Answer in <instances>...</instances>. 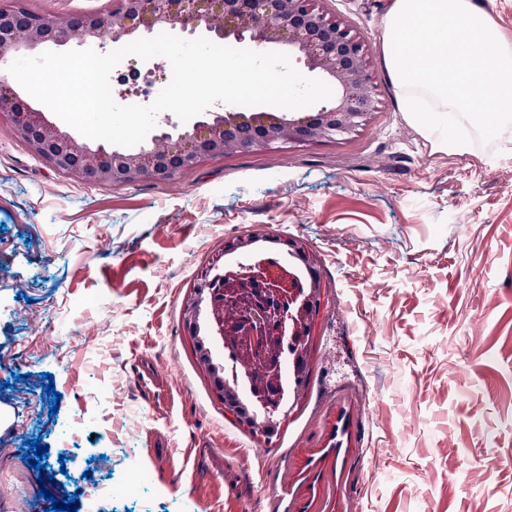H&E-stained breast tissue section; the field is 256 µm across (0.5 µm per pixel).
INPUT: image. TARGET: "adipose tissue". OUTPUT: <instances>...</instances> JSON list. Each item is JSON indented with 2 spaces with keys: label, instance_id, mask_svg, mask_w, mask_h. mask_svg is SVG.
Masks as SVG:
<instances>
[{
  "label": "adipose tissue",
  "instance_id": "1",
  "mask_svg": "<svg viewBox=\"0 0 512 512\" xmlns=\"http://www.w3.org/2000/svg\"><path fill=\"white\" fill-rule=\"evenodd\" d=\"M382 56L402 112L438 150L466 153L471 131L512 125V32L477 0H388Z\"/></svg>",
  "mask_w": 512,
  "mask_h": 512
}]
</instances>
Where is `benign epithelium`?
<instances>
[{"mask_svg":"<svg viewBox=\"0 0 512 512\" xmlns=\"http://www.w3.org/2000/svg\"><path fill=\"white\" fill-rule=\"evenodd\" d=\"M319 0H118L106 13L75 18L61 25L15 7H0V65L34 54L46 43L63 44L77 36L100 48L121 47L138 32L178 25L188 33L203 27L220 38L255 45L291 47L308 69L321 72L333 90V107L313 113L227 112L190 128L160 130L136 153L105 151L77 142L48 123L41 113L14 93H0V122L57 169L96 184L133 183L144 178L174 180L205 158L226 157L257 148H284L344 140L363 129L378 108L368 75L369 47L347 24L328 16ZM284 246L308 272V285L296 286L285 269L249 267L226 281L202 280L182 311L191 337L200 335L203 306L211 309L219 335L228 343L251 346L277 376L276 340L288 330L305 356L306 336L327 304L315 258L296 238L251 234L230 240L225 250L250 254L258 242Z\"/></svg>","mask_w":512,"mask_h":512,"instance_id":"1","label":"benign epithelium"}]
</instances>
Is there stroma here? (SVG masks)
Instances as JSON below:
<instances>
[{"mask_svg":"<svg viewBox=\"0 0 512 512\" xmlns=\"http://www.w3.org/2000/svg\"><path fill=\"white\" fill-rule=\"evenodd\" d=\"M58 23L114 0H25ZM369 46L378 109L347 140L98 185L0 123V512L141 478L112 512H512V132L433 150L381 54L388 0H320ZM125 58L118 104L165 82ZM303 240L328 303L265 441L227 414L181 311L232 238ZM209 452L198 453L199 444Z\"/></svg>","mask_w":512,"mask_h":512,"instance_id":"obj_1","label":"stroma"}]
</instances>
